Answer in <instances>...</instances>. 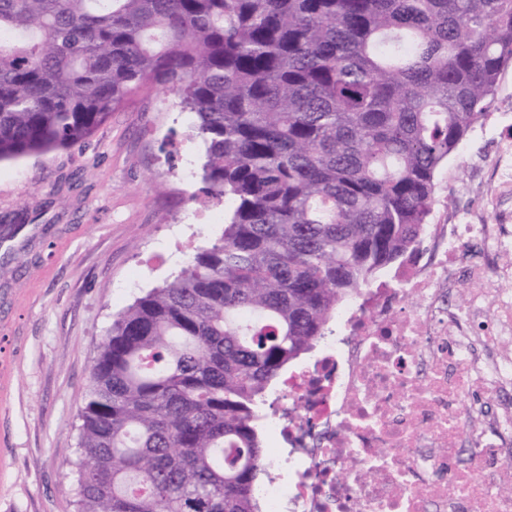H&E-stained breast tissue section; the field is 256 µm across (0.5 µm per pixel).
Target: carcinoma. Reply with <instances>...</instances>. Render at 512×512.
<instances>
[{
  "label": "carcinoma",
  "mask_w": 512,
  "mask_h": 512,
  "mask_svg": "<svg viewBox=\"0 0 512 512\" xmlns=\"http://www.w3.org/2000/svg\"><path fill=\"white\" fill-rule=\"evenodd\" d=\"M512 66V0H0V161L73 148L147 84L204 146L224 232L119 312L76 512H262L259 405L405 262Z\"/></svg>",
  "instance_id": "1"
}]
</instances>
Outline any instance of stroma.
<instances>
[{"instance_id":"35a3bbf8","label":"stroma","mask_w":512,"mask_h":512,"mask_svg":"<svg viewBox=\"0 0 512 512\" xmlns=\"http://www.w3.org/2000/svg\"><path fill=\"white\" fill-rule=\"evenodd\" d=\"M512 114V68L463 156L436 175L435 216L484 214L490 129ZM177 95L146 86L85 144L0 163V224H35L0 259V512H74L79 413L115 315L224 231V206L191 203L202 146Z\"/></svg>"}]
</instances>
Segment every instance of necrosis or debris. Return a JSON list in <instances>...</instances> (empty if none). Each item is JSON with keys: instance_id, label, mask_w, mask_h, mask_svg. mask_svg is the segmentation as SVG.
I'll use <instances>...</instances> for the list:
<instances>
[{"instance_id": "obj_1", "label": "necrosis or debris", "mask_w": 512, "mask_h": 512, "mask_svg": "<svg viewBox=\"0 0 512 512\" xmlns=\"http://www.w3.org/2000/svg\"><path fill=\"white\" fill-rule=\"evenodd\" d=\"M495 141L498 219L426 225L408 262L363 289L343 334L291 372L265 415L282 443L268 512H512V117ZM467 289L463 306L448 293Z\"/></svg>"}]
</instances>
